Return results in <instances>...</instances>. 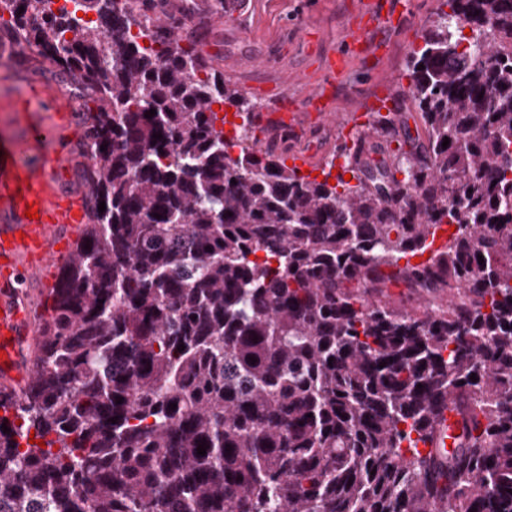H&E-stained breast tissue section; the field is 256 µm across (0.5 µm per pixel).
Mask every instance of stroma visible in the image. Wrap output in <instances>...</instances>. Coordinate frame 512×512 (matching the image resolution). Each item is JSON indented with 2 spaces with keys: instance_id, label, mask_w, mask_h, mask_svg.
Segmentation results:
<instances>
[{
  "instance_id": "1",
  "label": "stroma",
  "mask_w": 512,
  "mask_h": 512,
  "mask_svg": "<svg viewBox=\"0 0 512 512\" xmlns=\"http://www.w3.org/2000/svg\"><path fill=\"white\" fill-rule=\"evenodd\" d=\"M195 17L187 32L204 33L202 49L224 80L236 89H250V98L258 111L279 116L283 96L302 103L310 83L326 76L327 58L347 55L349 68L330 97L335 120H311L309 126L289 137V153L309 155L314 164H322L344 139V128L357 113L363 112L378 88H388L394 111L404 117L416 115L408 94L407 63L413 48L422 44V35L441 6V0H414L412 11L397 27L377 31L386 44L380 57L355 54L342 38L347 18L359 8L360 0H253L250 15L244 18L218 16L208 9L209 0H195ZM15 67L0 74V142H9L22 134L12 105L28 88H48L63 105V120L68 128L64 139L70 152V165L55 179L66 192L86 196L88 189L78 174L84 168L81 151L84 110L93 100L76 99L68 84L60 82L51 67L38 54L21 45H13Z\"/></svg>"
}]
</instances>
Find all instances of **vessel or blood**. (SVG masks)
Wrapping results in <instances>:
<instances>
[{"instance_id": "b4317fda", "label": "vessel or blood", "mask_w": 512, "mask_h": 512, "mask_svg": "<svg viewBox=\"0 0 512 512\" xmlns=\"http://www.w3.org/2000/svg\"><path fill=\"white\" fill-rule=\"evenodd\" d=\"M410 5L411 0H395L386 9L378 6L365 9L366 26L349 31V39L360 45L362 53L380 54L384 44L374 39V32L401 21ZM326 71L328 83L315 84L309 90L306 106L287 107L283 123L292 128L308 124L306 110L310 107L321 120H332L326 90L328 84L341 81L343 61H331ZM58 136L53 125L39 124L32 127L27 140L0 151V381L18 388L31 375L26 351L34 328L23 282L39 278L41 268L69 259V252L56 246L58 229L63 224L75 229L85 221L82 204L67 199L48 174L49 169L67 164V155L54 153L43 163L26 159L30 151L49 145ZM31 205L38 209L37 218L25 215Z\"/></svg>"}]
</instances>
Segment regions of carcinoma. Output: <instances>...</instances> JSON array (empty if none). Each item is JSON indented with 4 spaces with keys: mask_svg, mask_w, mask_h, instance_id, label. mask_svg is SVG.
<instances>
[{
    "mask_svg": "<svg viewBox=\"0 0 512 512\" xmlns=\"http://www.w3.org/2000/svg\"><path fill=\"white\" fill-rule=\"evenodd\" d=\"M0 4L98 102L89 221L0 387V512H512V0H443L410 151L340 146L321 180L226 141L224 105H256L168 0ZM445 409L453 447L420 449Z\"/></svg>",
    "mask_w": 512,
    "mask_h": 512,
    "instance_id": "1",
    "label": "carcinoma"
}]
</instances>
